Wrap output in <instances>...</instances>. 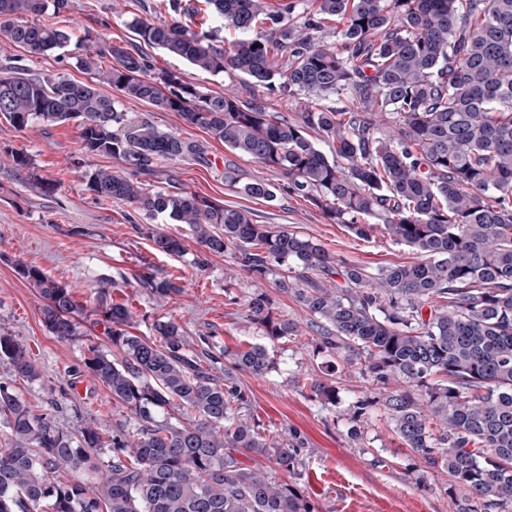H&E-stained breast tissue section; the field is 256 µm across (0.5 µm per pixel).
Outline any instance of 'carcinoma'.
Here are the masks:
<instances>
[{
  "label": "carcinoma",
  "mask_w": 512,
  "mask_h": 512,
  "mask_svg": "<svg viewBox=\"0 0 512 512\" xmlns=\"http://www.w3.org/2000/svg\"><path fill=\"white\" fill-rule=\"evenodd\" d=\"M315 2L299 23L296 0H168L187 21L214 14L252 36L227 43L215 31L135 16L128 26L138 43L129 45L39 21L60 17L69 0H0V33L35 55L67 48L72 66L94 75L80 83L1 70L0 115L20 130L75 121L85 152L139 174L196 154L195 144L147 119L129 122L119 101L95 88L105 83L126 100L179 113L230 153L282 175L283 189L328 223L414 249L419 262L369 269L310 236L258 224L247 209L150 192L108 169L88 175L97 197L189 225L201 246L229 255L255 282L277 276L305 319L278 314L259 290L247 312L263 335L296 340L309 330L318 351L376 386L403 447L448 473L455 512L501 510L512 505V0ZM335 19L343 22L339 49L314 37ZM144 45L201 72H239L290 97L341 95L349 106L290 115L233 87L204 93L180 71L152 72ZM239 190L271 200L277 188L258 179ZM150 239L162 254L184 255L178 237ZM17 273L43 300L51 335H84L67 284L32 265ZM143 284L164 297L182 291L170 278ZM131 322L122 303L104 309L112 348L86 338L84 366L135 428L118 420L106 441L92 427L76 438L0 383V422L10 434L0 448V512H314L296 483L238 458L251 453L293 477L301 465V444L262 433L234 377L271 371L267 348L233 353L228 368L227 352L190 347L173 321L156 323L153 338L132 334ZM0 360L23 378L40 377L26 346L1 331ZM310 390L336 405L335 381L317 376ZM87 470L95 482L77 475Z\"/></svg>",
  "instance_id": "carcinoma-1"
}]
</instances>
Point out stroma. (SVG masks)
Instances as JSON below:
<instances>
[{
    "label": "stroma",
    "mask_w": 512,
    "mask_h": 512,
    "mask_svg": "<svg viewBox=\"0 0 512 512\" xmlns=\"http://www.w3.org/2000/svg\"><path fill=\"white\" fill-rule=\"evenodd\" d=\"M154 19L151 0H71L64 20L73 33L90 26L106 40L134 41L129 18ZM154 70H174L208 93L237 87L263 98L270 111L298 112L303 102L262 87L251 88L247 76H213L190 69L181 58L150 50ZM14 62L31 75L62 74L85 82L88 74L73 68L61 52L34 55L0 34V67ZM129 117L149 119L160 130L196 144V155L157 164L144 177L146 189L172 187L196 193L228 206L252 212L261 224L285 227L317 238L335 257L352 264L378 267L418 261L416 252L383 236L363 240L346 226L328 223L309 202L278 192L273 200L244 196L237 182L262 179L282 184L281 176L245 156L235 157L236 183L224 179L223 143L203 129L187 124L175 112H163L146 102L123 101ZM24 152L34 162L33 173L17 172L11 153ZM108 168L130 175L129 166L105 155H89L82 148L74 123H35L19 130L0 118V331L15 336L35 359L41 376L30 381L0 363V382L8 384L39 412L53 417L72 435L87 426L111 432L125 415L106 388L83 373L81 339L62 341L43 324L42 300L18 276L20 263L35 265L54 279L68 283L87 313L84 332L102 336L96 309L122 303L132 313L130 330L149 336L158 321L179 324L190 342L206 341L219 350L233 351L251 344L265 345L276 366L263 376L241 371L237 379L245 390L254 417L267 435L294 436L302 442L305 462L298 484L315 512H452L446 472L425 468L392 433L378 406L359 410L362 400L378 392L366 380L346 378L340 359L317 352L314 346L284 340L271 341L247 316L246 303L256 288L277 302L281 315L298 318L302 310L273 281L256 284L251 275L226 255L206 251L188 225L167 216H149L135 206L98 199L86 185L87 172ZM52 181L45 192L34 178ZM182 238V257L158 253L148 230ZM174 276L181 292L162 297L142 288L145 275ZM332 375L338 403L322 408L311 395L309 379Z\"/></svg>",
    "instance_id": "1"
}]
</instances>
